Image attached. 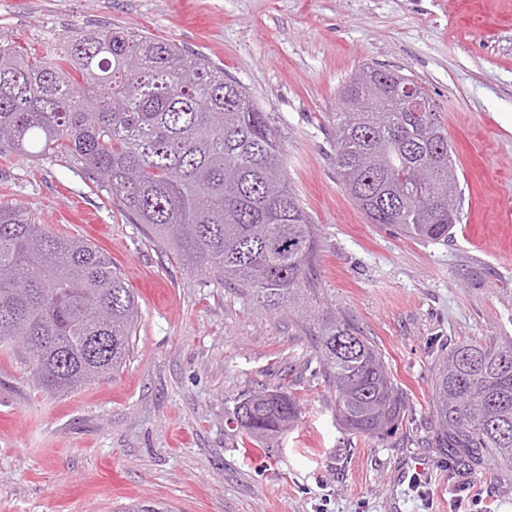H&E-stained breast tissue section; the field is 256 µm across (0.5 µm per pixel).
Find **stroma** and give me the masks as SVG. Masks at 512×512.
Returning <instances> with one entry per match:
<instances>
[{"label":"stroma","instance_id":"35a3bbf8","mask_svg":"<svg viewBox=\"0 0 512 512\" xmlns=\"http://www.w3.org/2000/svg\"><path fill=\"white\" fill-rule=\"evenodd\" d=\"M98 24L205 55L268 112L318 228L320 297L380 348L412 424L349 435L287 314L183 266L65 149L0 154V200L103 250L140 311L123 368L65 394L0 353V512H455L459 495L512 512V471L443 447L431 399L442 345L512 337V0H0V38L38 58ZM365 64L412 76L437 104L463 197L447 243L369 223L339 186V95ZM257 387L300 403L279 447H243L234 430Z\"/></svg>","mask_w":512,"mask_h":512}]
</instances>
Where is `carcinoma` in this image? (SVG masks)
<instances>
[{
	"instance_id": "obj_1",
	"label": "carcinoma",
	"mask_w": 512,
	"mask_h": 512,
	"mask_svg": "<svg viewBox=\"0 0 512 512\" xmlns=\"http://www.w3.org/2000/svg\"><path fill=\"white\" fill-rule=\"evenodd\" d=\"M59 146L187 268L247 291L314 337L350 435L383 440L407 425L385 356L319 296V235L288 185L269 113L223 67L110 26L76 31L50 61L0 41V154ZM334 164L371 224L440 243L461 221L459 177L434 106L417 116L368 87L340 98ZM138 320L111 258L0 200V351L32 366L37 389L65 393L119 370ZM431 395L448 447L512 468L511 338L442 351ZM299 417L292 395L261 388L236 403L232 423L252 445L273 448Z\"/></svg>"
}]
</instances>
